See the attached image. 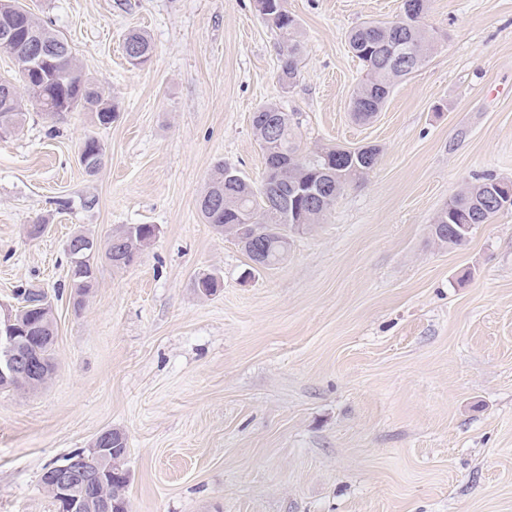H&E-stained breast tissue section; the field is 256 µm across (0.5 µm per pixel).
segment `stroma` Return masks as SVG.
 <instances>
[{"mask_svg":"<svg viewBox=\"0 0 512 512\" xmlns=\"http://www.w3.org/2000/svg\"><path fill=\"white\" fill-rule=\"evenodd\" d=\"M22 2L119 116L31 111L0 136V303L40 284L57 328L51 379L0 390V512H58L44 470L109 428L127 437L128 512H512V208L463 248L429 237L467 184L512 178V0H429L435 50L367 123L347 35L402 0H286L304 36L288 90L257 0ZM131 29L154 45L139 68ZM270 100L303 149L379 159L256 270L197 200L220 163L261 180L251 118ZM129 224L158 234L131 266L99 260L74 309L69 238Z\"/></svg>","mask_w":512,"mask_h":512,"instance_id":"obj_1","label":"stroma"}]
</instances>
